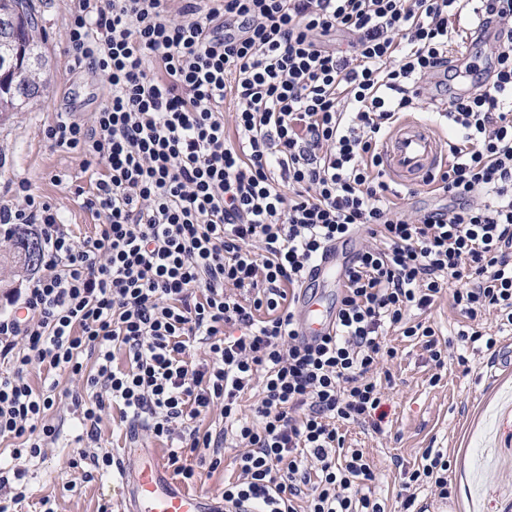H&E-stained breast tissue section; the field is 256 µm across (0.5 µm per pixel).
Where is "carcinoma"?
<instances>
[{
  "label": "carcinoma",
  "mask_w": 512,
  "mask_h": 512,
  "mask_svg": "<svg viewBox=\"0 0 512 512\" xmlns=\"http://www.w3.org/2000/svg\"><path fill=\"white\" fill-rule=\"evenodd\" d=\"M20 6L23 7L25 21L16 28L15 38L25 51L29 66L19 81L10 76L0 78V112L21 111L26 101L37 96L41 89L37 62L42 59V46L36 37L38 20L33 0H0V18L14 13ZM8 241L11 262L25 271L34 270L37 263L30 261L29 252L33 247L41 249V245L32 232L25 226L15 228Z\"/></svg>",
  "instance_id": "cac0c4a2"
}]
</instances>
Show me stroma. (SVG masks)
Masks as SVG:
<instances>
[{
  "label": "stroma",
  "instance_id": "stroma-1",
  "mask_svg": "<svg viewBox=\"0 0 512 512\" xmlns=\"http://www.w3.org/2000/svg\"><path fill=\"white\" fill-rule=\"evenodd\" d=\"M44 39L46 86L24 111L0 122V203L13 201L9 184L28 181L33 193L55 206L75 236L94 235L100 220L82 205L88 190L84 156L57 147L44 134L58 112L90 120L100 106L99 76L87 66H75L67 52L71 0H34ZM396 356L385 366L387 413L383 432L343 426L349 446L363 449L378 475L372 497L387 508L398 506L402 492L399 466H413L423 449H447L450 495L447 512H512V369L501 368L488 378L482 355L459 365L449 356L442 378L430 385L431 364L420 343L389 331ZM50 415L62 437L36 460H22L34 496L21 512H36V499L49 496L57 512H120L121 480L112 475L84 482L69 460L89 443L80 429L72 397L79 386L68 375L57 377Z\"/></svg>",
  "mask_w": 512,
  "mask_h": 512
}]
</instances>
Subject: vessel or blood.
Instances as JSON below:
<instances>
[{"instance_id":"b4317fda","label":"vessel or blood","mask_w":512,"mask_h":512,"mask_svg":"<svg viewBox=\"0 0 512 512\" xmlns=\"http://www.w3.org/2000/svg\"><path fill=\"white\" fill-rule=\"evenodd\" d=\"M389 173L405 185L414 184L432 173L440 164L443 140L434 125L408 118L385 138L381 148ZM341 250L327 251L310 276L309 290L297 300V319L303 338L314 343L324 336L335 321V292L326 291L325 283L335 281L343 264ZM125 483L123 512H227L223 502L209 491H189L175 484L163 457L139 458L121 473Z\"/></svg>"}]
</instances>
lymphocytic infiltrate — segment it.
Instances as JSON below:
<instances>
[{
	"label": "lymphocytic infiltrate",
	"instance_id": "1",
	"mask_svg": "<svg viewBox=\"0 0 512 512\" xmlns=\"http://www.w3.org/2000/svg\"><path fill=\"white\" fill-rule=\"evenodd\" d=\"M467 4L77 0L69 52L105 98L90 122L60 112L44 133L86 157L83 205L104 222L75 239L24 182L0 207L1 237L22 224L42 245L41 274L0 312V437L23 440L15 462L59 435L50 388L28 379L37 365L81 382L90 441L111 405L130 434L178 441L168 462L184 481L197 480L185 453L207 450L214 471L237 448L223 497L242 512H386L339 428L381 430L388 330L419 339L435 383L448 350L412 311L451 292L468 320L462 363L512 334V0H480L471 42L486 20L501 36L485 65H465L464 94L418 92L443 87L448 18ZM415 109L446 120L451 160L427 179L445 205L405 217L379 146ZM356 235L368 243L344 268L334 331L300 341L298 290ZM197 343L208 352L194 362ZM256 387L248 421L239 400ZM217 404L223 429L193 427ZM449 467L446 449H424L401 472L399 512H416L420 489L447 498Z\"/></svg>",
	"mask_w": 512,
	"mask_h": 512
}]
</instances>
